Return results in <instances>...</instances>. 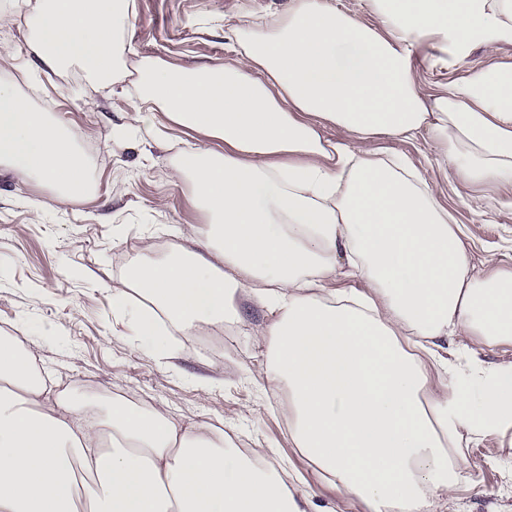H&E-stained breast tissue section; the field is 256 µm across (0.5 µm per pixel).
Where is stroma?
<instances>
[{
    "instance_id": "obj_1",
    "label": "stroma",
    "mask_w": 512,
    "mask_h": 512,
    "mask_svg": "<svg viewBox=\"0 0 512 512\" xmlns=\"http://www.w3.org/2000/svg\"><path fill=\"white\" fill-rule=\"evenodd\" d=\"M13 0H0V79H13L36 107L50 112L93 160L94 194L51 198L33 180L0 168V331L21 336L53 394L100 404L121 396L131 403L165 405L189 426L222 427L235 448L268 450L273 466L287 465L313 479L311 463L294 448L282 413L284 385L261 370L268 350L252 334L266 309L245 304L240 323L170 338L169 357L150 355L121 321L112 291L144 239L164 256L186 237L205 232L206 216L190 184L166 172L178 142L209 145V138L161 121L164 146L144 150L129 123V103L111 88L89 83L78 69L31 80L25 67L24 20ZM288 0H136L128 62L158 56L177 68L219 66L232 57L230 29L249 11L278 13ZM512 65V43L478 45L464 57L423 44L413 57L423 94L465 78L488 62ZM382 147L415 163L439 191L463 231L474 272L489 258L512 265V185L463 186L427 140L385 138ZM43 210H36V203ZM224 366L214 374L211 365ZM211 379L209 391L200 384ZM450 455L468 464L469 480L444 512H512V429L464 442Z\"/></svg>"
}]
</instances>
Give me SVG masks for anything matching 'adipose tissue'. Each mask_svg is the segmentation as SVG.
Here are the masks:
<instances>
[{
	"label": "adipose tissue",
	"mask_w": 512,
	"mask_h": 512,
	"mask_svg": "<svg viewBox=\"0 0 512 512\" xmlns=\"http://www.w3.org/2000/svg\"><path fill=\"white\" fill-rule=\"evenodd\" d=\"M288 0L245 15L233 59L127 69L136 0H17L40 73L80 69L128 95L143 142L158 116L223 142L180 151L208 216L199 246L142 258L125 283L166 319L128 322L163 352L193 332L265 307L266 379L288 387V436L320 481L362 512H442L466 480L450 450L512 428V363L489 367L471 341L512 344V268L472 273L462 230L411 159L374 139L424 137L471 184H512V67L496 63L424 96L413 54L458 55L512 41V0ZM345 137L322 136L325 125ZM0 167L86 196L88 159L62 126L0 80ZM361 289L333 287L337 276ZM439 381L428 386V367ZM267 450L239 454L222 428H181L165 406L74 405L51 397L31 350L0 334V512H319L316 489Z\"/></svg>",
	"instance_id": "adipose-tissue-1"
}]
</instances>
